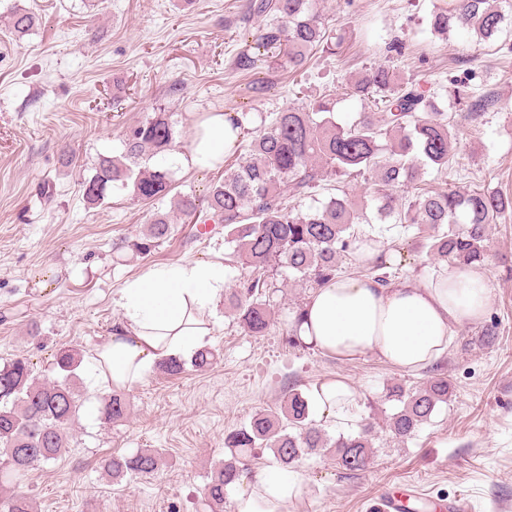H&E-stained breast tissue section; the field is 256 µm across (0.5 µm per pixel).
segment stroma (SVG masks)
<instances>
[{"mask_svg":"<svg viewBox=\"0 0 512 512\" xmlns=\"http://www.w3.org/2000/svg\"><path fill=\"white\" fill-rule=\"evenodd\" d=\"M246 0H0V363L22 355L38 375L56 377L62 346L89 355L121 317L116 303L127 280L171 263L223 259V231L199 234L179 219L171 237L148 255L120 248L149 223L152 207L115 187L104 204L87 207L81 182L101 156L120 154L128 127L167 112L181 148L191 140L189 114L253 112L263 117L325 98L349 122L373 111L344 89L365 70L386 64L452 113L461 143L459 170L430 169L437 190L512 194V0L496 39L478 45L468 31L433 33L444 0H316L325 25L341 39L335 53L317 52L292 73L284 58L243 71L235 57L259 18ZM20 5L39 22L22 38L7 16ZM402 53L387 52L392 40ZM467 86L493 102L478 119L448 96ZM491 305L483 323L461 327L470 346L453 342L444 359L453 384L448 403L405 442L380 433L369 468L344 474L329 453L303 458L302 493L288 512H371L385 486L408 483L433 501L465 497L472 512H512V216L489 233ZM284 290L270 330L246 334L226 304L216 308L209 347L220 357L204 371L170 378L160 370L129 389L127 418L103 424L106 391L86 369L77 376L83 405L57 461L35 466L26 492L37 512H198L224 436L260 411H278L288 388L307 392L340 379L360 405L387 386L423 384L427 371L406 373L375 357L348 361L286 342L290 313L308 289L282 271ZM496 334L484 337V324ZM157 449L162 465L148 478L111 479L103 459L115 452Z\"/></svg>","mask_w":512,"mask_h":512,"instance_id":"35a3bbf8","label":"stroma"}]
</instances>
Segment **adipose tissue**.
Instances as JSON below:
<instances>
[{
  "label": "adipose tissue",
  "mask_w": 512,
  "mask_h": 512,
  "mask_svg": "<svg viewBox=\"0 0 512 512\" xmlns=\"http://www.w3.org/2000/svg\"><path fill=\"white\" fill-rule=\"evenodd\" d=\"M191 131L187 153L174 157L186 168L219 167L237 145L238 132L221 112L194 116ZM226 279L223 262L210 261L158 266L128 281L119 294L120 320L88 357L97 383L127 389L163 361L202 349ZM490 296L489 272L477 265H449L423 283L400 279L382 286L369 277L342 278L312 292L298 336L339 359L372 355L401 370H420L447 353L455 327L485 317ZM309 407L340 428L356 423L360 410L356 390L341 380L314 388ZM300 492L298 476L287 469L246 473L236 485L234 509L284 512Z\"/></svg>",
  "instance_id": "obj_1"
}]
</instances>
